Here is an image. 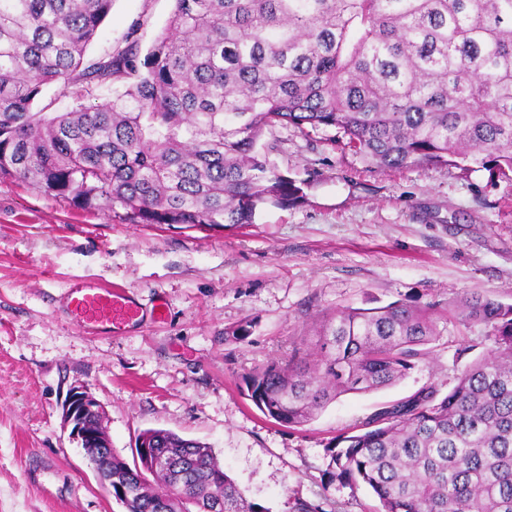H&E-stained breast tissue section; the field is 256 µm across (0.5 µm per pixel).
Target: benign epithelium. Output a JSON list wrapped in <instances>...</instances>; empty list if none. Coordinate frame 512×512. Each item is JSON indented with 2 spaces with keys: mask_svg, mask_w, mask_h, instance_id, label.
Wrapping results in <instances>:
<instances>
[{
  "mask_svg": "<svg viewBox=\"0 0 512 512\" xmlns=\"http://www.w3.org/2000/svg\"><path fill=\"white\" fill-rule=\"evenodd\" d=\"M102 416L98 402L88 392L73 390L62 405V418L70 428V439L81 448L93 469H98L96 449L111 446L100 429H90L91 421Z\"/></svg>",
  "mask_w": 512,
  "mask_h": 512,
  "instance_id": "obj_1",
  "label": "benign epithelium"
}]
</instances>
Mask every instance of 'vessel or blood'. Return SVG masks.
<instances>
[{
    "label": "vessel or blood",
    "mask_w": 512,
    "mask_h": 512,
    "mask_svg": "<svg viewBox=\"0 0 512 512\" xmlns=\"http://www.w3.org/2000/svg\"><path fill=\"white\" fill-rule=\"evenodd\" d=\"M66 303L82 327L108 334L142 319L139 306L124 289L93 280L74 282L67 291Z\"/></svg>",
    "instance_id": "b4317fda"
}]
</instances>
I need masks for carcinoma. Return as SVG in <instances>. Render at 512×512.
<instances>
[{
	"mask_svg": "<svg viewBox=\"0 0 512 512\" xmlns=\"http://www.w3.org/2000/svg\"><path fill=\"white\" fill-rule=\"evenodd\" d=\"M113 0H0V177L134 224H252L302 198L258 148L264 131L340 133L382 171L512 173V0H174L144 62L138 44L90 63ZM61 82L76 106L43 102ZM103 84L112 101H83ZM490 342L446 394L426 387L342 434L328 473L379 512H512V303L393 302L326 314L284 359L253 370L247 397L300 427L346 393L391 386L427 360L437 321ZM141 466L99 461L125 512H267L212 450L165 429Z\"/></svg>",
	"mask_w": 512,
	"mask_h": 512,
	"instance_id": "obj_1",
	"label": "carcinoma"
}]
</instances>
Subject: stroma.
Segmentation results:
<instances>
[{
	"instance_id": "35a3bbf8",
	"label": "stroma",
	"mask_w": 512,
	"mask_h": 512,
	"mask_svg": "<svg viewBox=\"0 0 512 512\" xmlns=\"http://www.w3.org/2000/svg\"><path fill=\"white\" fill-rule=\"evenodd\" d=\"M173 8L113 0L87 59L131 38L147 54ZM333 135L266 131L271 163L304 198L243 226L128 224L0 178V512H123L63 425L78 388L102 406L122 457L140 432L163 428L210 446L268 512H294L298 497L320 512H376L367 488L329 479L337 436L422 387L448 392L485 351L482 330L440 324L429 359L398 383L342 395L302 427L265 417L243 378L336 308L474 294L512 303V177L478 163L375 170ZM84 278L126 288L145 323L88 333L63 303ZM241 325L246 339L225 341Z\"/></svg>"
}]
</instances>
